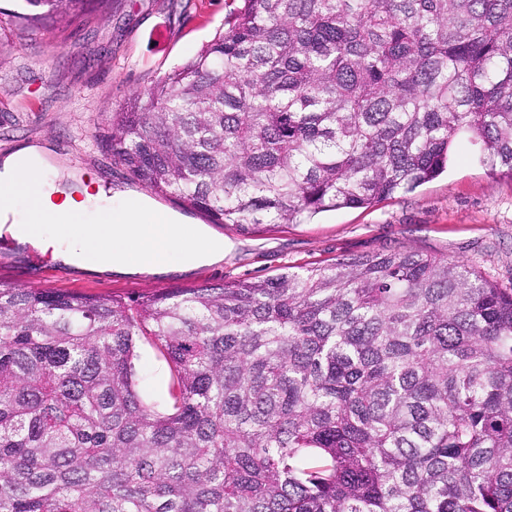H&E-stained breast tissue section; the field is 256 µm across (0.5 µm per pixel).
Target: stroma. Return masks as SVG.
Listing matches in <instances>:
<instances>
[{
  "instance_id": "obj_1",
  "label": "stroma",
  "mask_w": 512,
  "mask_h": 512,
  "mask_svg": "<svg viewBox=\"0 0 512 512\" xmlns=\"http://www.w3.org/2000/svg\"><path fill=\"white\" fill-rule=\"evenodd\" d=\"M225 0H107L71 25H5L0 30V158L49 144L51 166L107 195L144 193L115 163L104 135L106 115L136 91L183 63L224 28ZM223 240L220 261L163 272L97 271L66 265L18 244L0 248V284L122 298L166 288L272 277L288 266L328 263L377 252H418L458 260L502 288H512V180L492 173L478 145L464 143L448 170L415 191L375 206L338 209L305 224H262L247 232L183 214ZM137 390L162 406L169 367L148 342L135 361Z\"/></svg>"
}]
</instances>
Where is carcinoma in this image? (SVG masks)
<instances>
[{
    "instance_id": "1",
    "label": "carcinoma",
    "mask_w": 512,
    "mask_h": 512,
    "mask_svg": "<svg viewBox=\"0 0 512 512\" xmlns=\"http://www.w3.org/2000/svg\"><path fill=\"white\" fill-rule=\"evenodd\" d=\"M228 3L109 117L155 194L303 224L437 178L464 135L512 178V0ZM0 512H512V288L411 251L139 300L0 286ZM137 390L144 401L161 409L167 398L169 367L158 351L142 340L135 360Z\"/></svg>"
}]
</instances>
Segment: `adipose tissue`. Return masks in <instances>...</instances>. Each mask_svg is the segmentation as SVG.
Wrapping results in <instances>:
<instances>
[{"instance_id":"ef3b65f1","label":"adipose tissue","mask_w":512,"mask_h":512,"mask_svg":"<svg viewBox=\"0 0 512 512\" xmlns=\"http://www.w3.org/2000/svg\"><path fill=\"white\" fill-rule=\"evenodd\" d=\"M48 154L45 146L29 145L0 160V222L8 224L19 244L51 250L66 265L101 271H157L168 266L175 254L187 266L223 258V241L177 217L158 213L145 195L109 202L104 194L89 192L50 167ZM22 196L29 198L30 207L21 222L15 203ZM91 207L101 212L99 223L74 222L76 212ZM49 224L54 225V234H45Z\"/></svg>"}]
</instances>
